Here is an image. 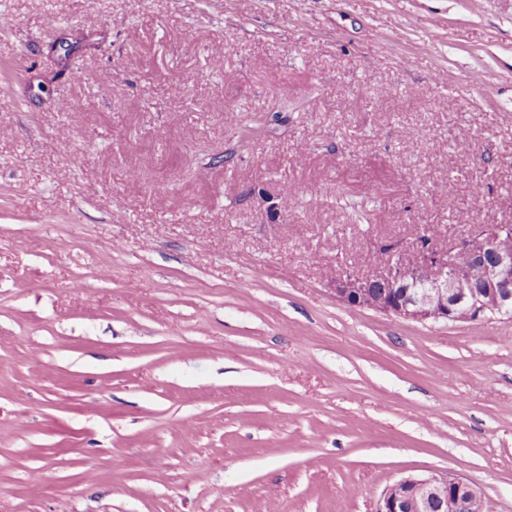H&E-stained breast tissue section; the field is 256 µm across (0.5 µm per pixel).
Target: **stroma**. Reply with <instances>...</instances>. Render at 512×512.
<instances>
[{"label":"stroma","mask_w":512,"mask_h":512,"mask_svg":"<svg viewBox=\"0 0 512 512\" xmlns=\"http://www.w3.org/2000/svg\"><path fill=\"white\" fill-rule=\"evenodd\" d=\"M1 12L0 512H377L438 471L512 512V318L332 290L467 236L452 202L512 224V0Z\"/></svg>","instance_id":"35a3bbf8"}]
</instances>
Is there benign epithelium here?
<instances>
[{"label": "benign epithelium", "mask_w": 512, "mask_h": 512, "mask_svg": "<svg viewBox=\"0 0 512 512\" xmlns=\"http://www.w3.org/2000/svg\"><path fill=\"white\" fill-rule=\"evenodd\" d=\"M512 235L497 224L449 248L432 243L411 251L396 245L370 274L336 276V301L414 321L472 322L512 314V253L491 234ZM483 499L471 481L451 473L409 475L387 487L377 512H466Z\"/></svg>", "instance_id": "7a95c632"}]
</instances>
